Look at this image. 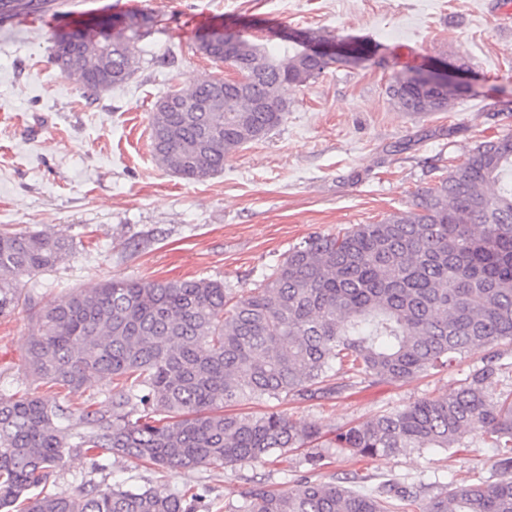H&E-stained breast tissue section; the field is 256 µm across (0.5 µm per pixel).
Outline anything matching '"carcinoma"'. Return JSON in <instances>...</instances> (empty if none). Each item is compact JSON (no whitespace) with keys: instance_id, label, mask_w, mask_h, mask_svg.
Wrapping results in <instances>:
<instances>
[{"instance_id":"cac0c4a2","label":"carcinoma","mask_w":512,"mask_h":512,"mask_svg":"<svg viewBox=\"0 0 512 512\" xmlns=\"http://www.w3.org/2000/svg\"><path fill=\"white\" fill-rule=\"evenodd\" d=\"M311 34L238 41L232 59L249 78L201 112L209 79L159 99L150 115L154 159L198 180L224 170V155L279 126L281 90L317 79L336 61ZM53 61L89 94L124 84L139 61L112 27L56 38ZM467 85L426 81L412 70L388 86L404 112H445ZM64 237L0 229V314L19 303V278L55 269ZM512 345V134L477 143L465 159L417 193L413 207L376 224L313 236L251 292L231 297L210 279L105 280L33 311L25 354L35 383L109 385V409L72 406L26 392L0 397V512H198V493L163 480L148 487L80 480L56 487L75 454L104 471L116 458L160 471L255 464L321 439L283 412L238 415L243 402L332 398L352 383H405L452 369L469 354ZM505 365L471 371L453 391L414 401L336 434L359 461L410 450L457 454L489 442L498 478L450 481L433 490L414 477L360 490V480L313 478L322 452L286 489L255 483L226 512H512V398L490 391Z\"/></svg>"}]
</instances>
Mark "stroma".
I'll return each instance as SVG.
<instances>
[{
	"label": "stroma",
	"mask_w": 512,
	"mask_h": 512,
	"mask_svg": "<svg viewBox=\"0 0 512 512\" xmlns=\"http://www.w3.org/2000/svg\"><path fill=\"white\" fill-rule=\"evenodd\" d=\"M130 12L150 17L133 39L139 67L123 86L87 98L54 64V38ZM509 12L512 0H69L60 26L1 20L0 227L71 243L54 271L20 278L22 296L43 306L68 289L122 277L220 280L238 297L308 237L408 210L476 143L512 134ZM218 25L253 41L272 27L372 51L288 86L279 127L227 156L223 171L187 180L154 159L150 113L168 92L224 76L223 64L196 49L198 36ZM411 66L458 76L469 90L445 112L400 111L387 87ZM30 317L23 305L0 316V395L34 389L106 408L102 382L77 391L33 387L24 368ZM485 362L479 352L407 383L362 382L332 399L288 396L238 410H278L318 427L326 476L359 470L373 484L405 474L427 483L487 476L495 458L477 437L452 457L423 449L359 465L334 445L341 430L377 413L448 394ZM305 454L299 448L255 466H207L166 480L178 491L203 490L200 512H219L241 500L251 478L287 488Z\"/></svg>",
	"instance_id": "35a3bbf8"
}]
</instances>
